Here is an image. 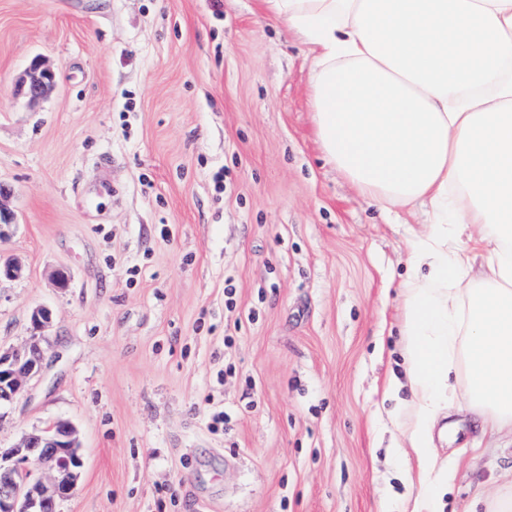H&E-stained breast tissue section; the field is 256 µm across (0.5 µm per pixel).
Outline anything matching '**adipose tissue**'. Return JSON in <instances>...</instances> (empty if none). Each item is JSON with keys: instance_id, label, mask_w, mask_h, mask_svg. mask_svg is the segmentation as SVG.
Here are the masks:
<instances>
[{"instance_id": "adipose-tissue-1", "label": "adipose tissue", "mask_w": 512, "mask_h": 512, "mask_svg": "<svg viewBox=\"0 0 512 512\" xmlns=\"http://www.w3.org/2000/svg\"><path fill=\"white\" fill-rule=\"evenodd\" d=\"M310 46L324 159L392 213L418 204L399 285L411 399L396 448L403 512H446L434 431L465 388L480 427L512 429V0H261Z\"/></svg>"}]
</instances>
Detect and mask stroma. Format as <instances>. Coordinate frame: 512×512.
<instances>
[{"mask_svg":"<svg viewBox=\"0 0 512 512\" xmlns=\"http://www.w3.org/2000/svg\"><path fill=\"white\" fill-rule=\"evenodd\" d=\"M35 57L56 83L32 102ZM312 59L259 0H0V255L24 269L0 282V345L52 314L0 448L74 422L56 512H399L410 394L384 390L428 213L386 216L325 162ZM451 418L448 508L471 512L512 479V433Z\"/></svg>","mask_w":512,"mask_h":512,"instance_id":"35a3bbf8","label":"stroma"}]
</instances>
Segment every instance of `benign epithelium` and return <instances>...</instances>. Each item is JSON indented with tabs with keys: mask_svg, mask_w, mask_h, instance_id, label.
Returning a JSON list of instances; mask_svg holds the SVG:
<instances>
[{
	"mask_svg": "<svg viewBox=\"0 0 512 512\" xmlns=\"http://www.w3.org/2000/svg\"><path fill=\"white\" fill-rule=\"evenodd\" d=\"M53 82L54 73L35 59L24 73L21 88L29 99L38 100ZM50 321L47 308L34 309L28 347H0V412L9 408L26 382L41 372L44 349L40 332ZM58 448L66 449V453L56 452ZM81 467L77 433L70 421L58 420L24 434L15 445L0 448V512H48L71 495Z\"/></svg>",
	"mask_w": 512,
	"mask_h": 512,
	"instance_id": "1",
	"label": "benign epithelium"
}]
</instances>
